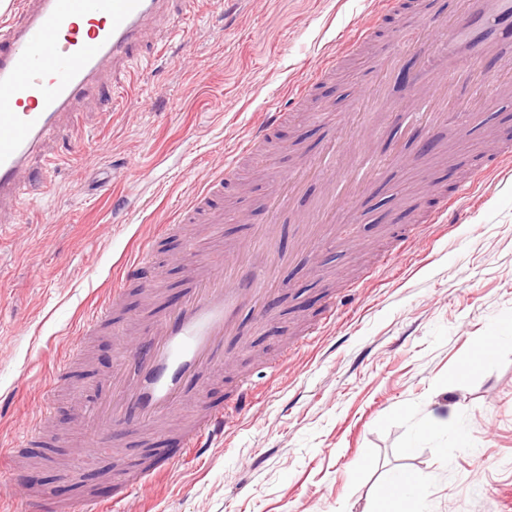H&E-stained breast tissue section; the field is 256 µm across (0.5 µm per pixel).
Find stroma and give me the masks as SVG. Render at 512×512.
<instances>
[{
	"label": "stroma",
	"instance_id": "obj_1",
	"mask_svg": "<svg viewBox=\"0 0 512 512\" xmlns=\"http://www.w3.org/2000/svg\"><path fill=\"white\" fill-rule=\"evenodd\" d=\"M374 0H169L189 31L145 41L130 71H108L61 136L46 142L29 172L21 207L0 206V448L41 419L58 443L32 449L0 492V512H22L23 495L63 503L96 498L100 512H372L392 478L415 474L424 512H512V160L461 201L453 223L398 250L395 236L419 223L442 195L466 185L482 141L449 137L431 160L389 163L366 186L347 247L296 248L298 214L281 216L276 243L290 253L275 274L273 318L245 325V347L205 372L207 386L145 437L105 432L99 443L123 448L136 464L155 448H173L200 404L228 407L240 379L263 386L260 403L231 420L223 441L180 461L170 476L113 508L122 489L106 455L80 472L82 409L118 360L116 332L132 333L127 313L179 305L187 283L186 243L163 236L178 204L190 201L224 165L226 151L260 127L266 109L311 78L325 52H340ZM460 0H407L425 38L452 24ZM385 16L379 39L317 83L296 119L271 128L265 150L275 169L317 158L340 128L343 108L376 80L374 55L398 33ZM412 45L393 95L405 103L426 55ZM270 172L247 162L210 200L217 226L193 227L198 259L247 241L266 216ZM155 240L158 297L129 289L113 327L95 336L59 388L49 385L71 352L80 319L109 297L140 244ZM336 319L313 335L328 296ZM504 337L483 364L471 359L493 326ZM455 413L467 448L452 434L415 437L430 412Z\"/></svg>",
	"mask_w": 512,
	"mask_h": 512
}]
</instances>
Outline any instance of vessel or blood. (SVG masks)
<instances>
[{
    "mask_svg": "<svg viewBox=\"0 0 512 512\" xmlns=\"http://www.w3.org/2000/svg\"><path fill=\"white\" fill-rule=\"evenodd\" d=\"M165 0H17L13 18L0 23V202L22 201L24 171L43 143L60 134L71 122L77 102L90 94L98 72L105 66L122 69L133 59L134 48L152 25L175 29L178 19L164 15ZM447 49L433 60L420 81L450 84L464 80L474 63L512 61V0H465L459 23L445 33ZM310 93L298 86L290 93L291 104L267 115L265 128L252 132L237 149L227 154L224 168L176 215L162 225L168 236H181L203 215L210 195L230 177L247 156L262 149L265 129L284 123L300 111ZM433 98L426 95L399 107L374 108V125L384 129L388 141L399 143L416 133L424 118L432 116ZM512 108V95L503 93L484 102L473 113L471 132L488 125L495 113ZM346 158L358 181L380 173L388 156L379 146L360 141L347 148ZM512 159V133L503 132L483 154L477 155V171L494 170ZM281 191L267 207L271 216L297 208L294 193L285 191L290 175H278ZM447 207L425 215L422 223L403 231L401 243L419 240L427 226L446 221ZM245 260L229 256L232 274L209 265L198 267L188 280L183 302L164 310L139 329L126 347L122 366L100 387L99 406L86 418L98 428L117 426L146 430L169 417L191 389L201 381L206 367L224 363L233 350L228 337L238 336L245 320L263 319L268 312L267 275L286 259L272 237L259 234L246 245ZM156 252L146 243L136 254L126 282L151 288L156 282ZM124 289L117 288L105 304L97 306L74 332L77 348L53 372L61 385L83 358L86 341L112 324ZM226 426L222 409H201L185 428V450L202 448L210 436ZM175 464L174 456L157 458L126 480L127 488L152 485Z\"/></svg>",
    "mask_w": 512,
    "mask_h": 512,
    "instance_id": "obj_1",
    "label": "vessel or blood"
}]
</instances>
